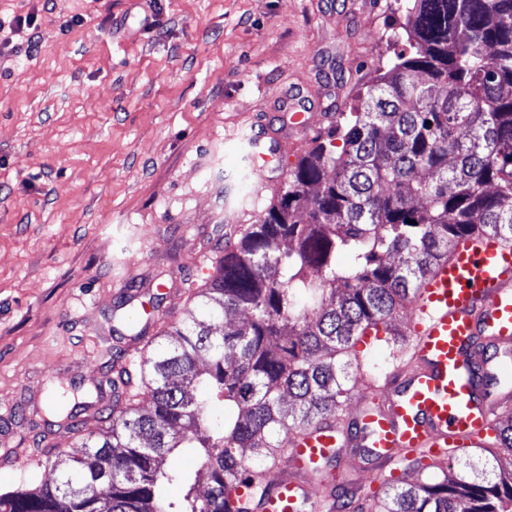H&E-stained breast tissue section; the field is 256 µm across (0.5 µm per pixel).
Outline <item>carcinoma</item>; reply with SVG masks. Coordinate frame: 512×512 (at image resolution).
Segmentation results:
<instances>
[{"mask_svg":"<svg viewBox=\"0 0 512 512\" xmlns=\"http://www.w3.org/2000/svg\"><path fill=\"white\" fill-rule=\"evenodd\" d=\"M398 12L408 48L375 68L359 106L314 139L256 223L227 238L183 317L151 335L127 321L134 363L102 346L111 408L72 383L52 390L43 421L75 448L40 434L36 467L0 492V512H250L228 492L262 491L295 434L345 428L349 396L377 387L356 350L364 332L383 328L410 365L411 339L392 326L436 262L479 234L512 242V0H403ZM217 402L237 410L220 427ZM81 411L98 432H84ZM493 432L481 478L448 476L446 448H401L403 474L420 478L388 472L364 498L349 472L322 483L321 512L342 497L352 512H512V420ZM187 450L196 468L165 466Z\"/></svg>","mask_w":512,"mask_h":512,"instance_id":"carcinoma-1","label":"carcinoma"}]
</instances>
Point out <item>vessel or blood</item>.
<instances>
[{"label": "vessel or blood", "instance_id": "b4317fda", "mask_svg": "<svg viewBox=\"0 0 512 512\" xmlns=\"http://www.w3.org/2000/svg\"><path fill=\"white\" fill-rule=\"evenodd\" d=\"M412 370L379 399L356 404L353 434L325 426L299 436L260 512H312L315 473L333 457L370 451L376 474L397 448H484L512 411V246L479 235L453 248L409 305Z\"/></svg>", "mask_w": 512, "mask_h": 512}]
</instances>
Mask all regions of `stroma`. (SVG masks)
I'll return each mask as SVG.
<instances>
[{
  "label": "stroma",
  "mask_w": 512,
  "mask_h": 512,
  "mask_svg": "<svg viewBox=\"0 0 512 512\" xmlns=\"http://www.w3.org/2000/svg\"><path fill=\"white\" fill-rule=\"evenodd\" d=\"M155 20L140 27L143 13ZM36 15L0 59V491L18 484L59 384L103 378L125 289L138 326L276 198L387 55L394 0H0ZM302 114L295 128L292 117ZM276 157L252 171L254 133Z\"/></svg>",
  "instance_id": "obj_1"
}]
</instances>
